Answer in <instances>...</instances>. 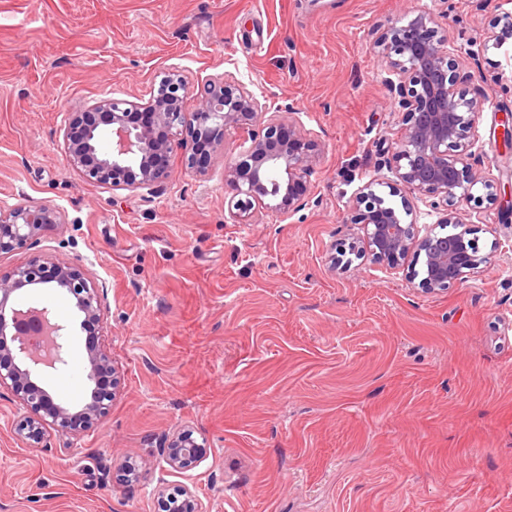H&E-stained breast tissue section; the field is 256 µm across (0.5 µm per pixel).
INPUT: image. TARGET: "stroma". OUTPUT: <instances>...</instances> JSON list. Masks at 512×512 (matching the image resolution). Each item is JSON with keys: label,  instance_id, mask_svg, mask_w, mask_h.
Returning <instances> with one entry per match:
<instances>
[{"label": "stroma", "instance_id": "stroma-1", "mask_svg": "<svg viewBox=\"0 0 512 512\" xmlns=\"http://www.w3.org/2000/svg\"><path fill=\"white\" fill-rule=\"evenodd\" d=\"M438 15L478 51L493 104L477 130L485 168L512 182L498 135L512 109V39L487 37L512 0H0V203L46 204L62 221L0 256L77 258L107 285L105 343L121 377L112 410L72 440L27 448L0 389V512H159L188 487L208 512H512V261L430 295L370 258L345 205L386 177L401 114L375 41L404 15ZM229 74L270 109L294 107L322 151L309 203L239 223L224 166L250 145L229 131L205 174L174 167L155 193L85 181L64 148L65 112L148 97L165 73ZM481 253L512 234V209H459ZM71 331L69 381L87 396L73 299L25 291ZM192 430L208 455L172 471L164 437ZM132 462L136 476L123 479Z\"/></svg>", "mask_w": 512, "mask_h": 512}]
</instances>
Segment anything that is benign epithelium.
Masks as SVG:
<instances>
[{
  "mask_svg": "<svg viewBox=\"0 0 512 512\" xmlns=\"http://www.w3.org/2000/svg\"><path fill=\"white\" fill-rule=\"evenodd\" d=\"M500 31L491 35L499 46L512 38V14L500 18ZM386 58L390 77L385 86L402 112L397 138L391 143L386 167L393 179L386 181L390 195L406 191L433 198L436 224L453 231L425 234L415 221L407 199L402 209L389 205L373 190L370 180L347 202L349 223L364 229L362 246L348 253L371 257L375 263L397 269L408 256L421 262L411 268L409 279L424 293H440L466 283L495 258L512 254V236L493 243L479 254L474 229L459 223L457 204L474 198L479 186L495 205L501 184L478 169L474 131L478 116L490 102L484 89L467 97L456 89L464 76L484 81L476 53L466 55L459 72L455 46L441 31L438 17L421 12L404 25L393 24L376 42ZM188 83L178 74L161 78L143 100L108 95L93 105L63 117L64 143L71 167L84 179L120 189L149 192L163 182L175 163L185 170L205 172L212 164L226 132L247 130L250 146L242 158L224 168V183L231 193V207L241 221H248L257 206L281 214L299 208L308 194V177L319 144L300 125L290 107L270 111L241 81L231 75L208 79L197 93L194 112L184 111ZM112 134V147L100 143L102 128ZM268 197L279 202L271 205ZM62 223L61 212L49 205H0V256L37 242L48 224ZM56 288L75 300L81 314L80 328L91 339L86 343V379L89 397L79 405L59 401L38 384L46 368L67 364L66 327L52 321L46 306L15 307L16 295L25 288ZM105 284L92 278L77 258L35 257L0 277V388L10 390L23 410L14 432L27 448L41 445L48 431L78 436L90 430L112 410L118 382L112 353L102 344ZM165 463L180 470L206 455L193 433L178 431L161 448ZM161 512H207L196 492L183 489L161 496Z\"/></svg>",
  "mask_w": 512,
  "mask_h": 512,
  "instance_id": "benign-epithelium-1",
  "label": "benign epithelium"
}]
</instances>
